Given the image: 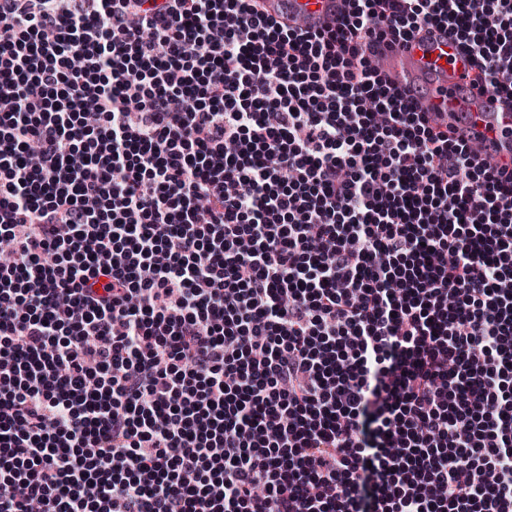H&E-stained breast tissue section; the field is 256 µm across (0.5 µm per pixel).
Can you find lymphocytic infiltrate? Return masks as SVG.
I'll list each match as a JSON object with an SVG mask.
<instances>
[{
  "label": "lymphocytic infiltrate",
  "instance_id": "lymphocytic-infiltrate-1",
  "mask_svg": "<svg viewBox=\"0 0 512 512\" xmlns=\"http://www.w3.org/2000/svg\"><path fill=\"white\" fill-rule=\"evenodd\" d=\"M0 0V512H512V170L391 87L512 0ZM267 12L302 28L318 29L337 19L343 0H266Z\"/></svg>",
  "mask_w": 512,
  "mask_h": 512
}]
</instances>
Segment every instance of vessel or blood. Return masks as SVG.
<instances>
[{"mask_svg": "<svg viewBox=\"0 0 512 512\" xmlns=\"http://www.w3.org/2000/svg\"><path fill=\"white\" fill-rule=\"evenodd\" d=\"M267 12L290 24L318 29L338 18L343 0H265ZM382 72L423 110L444 112L458 134L480 139V161L512 163V101L477 98L478 68L457 41L443 33L414 36L384 50Z\"/></svg>", "mask_w": 512, "mask_h": 512, "instance_id": "b4317fda", "label": "vessel or blood"}]
</instances>
